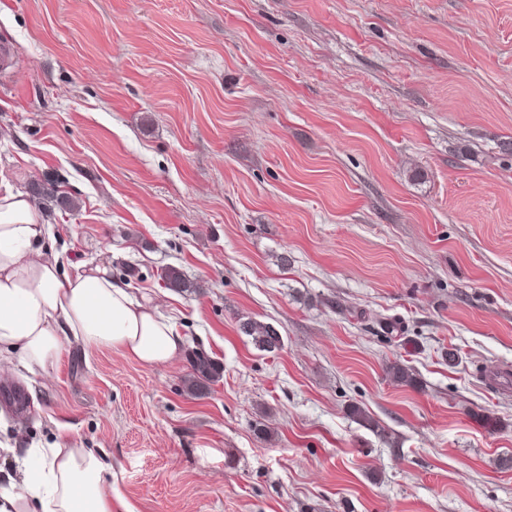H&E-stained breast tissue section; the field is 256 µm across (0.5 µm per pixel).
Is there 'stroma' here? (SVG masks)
Here are the masks:
<instances>
[{"instance_id":"stroma-1","label":"stroma","mask_w":512,"mask_h":512,"mask_svg":"<svg viewBox=\"0 0 512 512\" xmlns=\"http://www.w3.org/2000/svg\"><path fill=\"white\" fill-rule=\"evenodd\" d=\"M0 46V193L223 367L0 372V487L60 445L126 512H512V0H0ZM239 326L243 334L252 337L255 344L267 352H274L282 346L278 331L268 323L248 318ZM192 373L184 382L186 391L195 395H202L209 385L219 377L221 365L201 348L192 350Z\"/></svg>"}]
</instances>
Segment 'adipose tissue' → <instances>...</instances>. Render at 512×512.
Segmentation results:
<instances>
[{
    "label": "adipose tissue",
    "mask_w": 512,
    "mask_h": 512,
    "mask_svg": "<svg viewBox=\"0 0 512 512\" xmlns=\"http://www.w3.org/2000/svg\"><path fill=\"white\" fill-rule=\"evenodd\" d=\"M46 226L35 202L0 194V346L25 368L48 369L62 341L106 346L146 365L177 358L184 338L161 304L136 297L103 264L62 269L38 245ZM22 482L0 492V512H113L112 464L84 448L27 451Z\"/></svg>",
    "instance_id": "ef3b65f1"
}]
</instances>
